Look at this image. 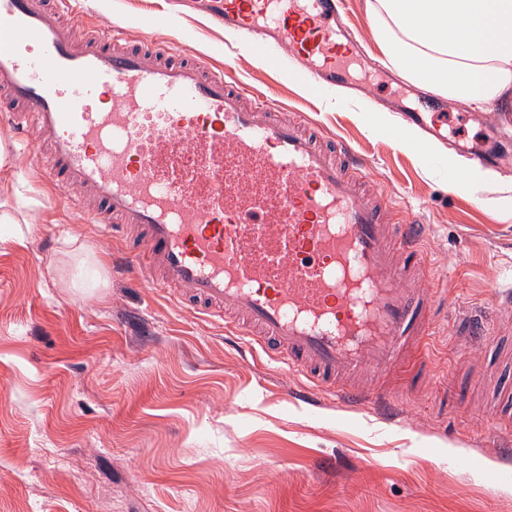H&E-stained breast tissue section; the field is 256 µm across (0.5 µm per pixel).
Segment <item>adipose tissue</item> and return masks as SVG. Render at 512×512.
I'll return each mask as SVG.
<instances>
[{
    "label": "adipose tissue",
    "instance_id": "1",
    "mask_svg": "<svg viewBox=\"0 0 512 512\" xmlns=\"http://www.w3.org/2000/svg\"><path fill=\"white\" fill-rule=\"evenodd\" d=\"M377 44L415 85L479 105L512 92V0H366Z\"/></svg>",
    "mask_w": 512,
    "mask_h": 512
}]
</instances>
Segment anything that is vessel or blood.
<instances>
[{
    "instance_id": "obj_1",
    "label": "vessel or blood",
    "mask_w": 512,
    "mask_h": 512,
    "mask_svg": "<svg viewBox=\"0 0 512 512\" xmlns=\"http://www.w3.org/2000/svg\"><path fill=\"white\" fill-rule=\"evenodd\" d=\"M68 7L0 0V112L14 138L47 142L46 182L81 189L67 205L125 242L113 271L257 345L302 378L303 402L394 419L387 391L355 378L392 373L435 333L447 298L417 285L428 226L363 190L369 164L353 145L185 50L164 16L132 42L118 26L63 22ZM208 15L272 68L295 59L315 93L353 74L343 0H210ZM436 111L423 98L403 115L428 158L446 137ZM458 334L484 345L499 326L480 314Z\"/></svg>"
}]
</instances>
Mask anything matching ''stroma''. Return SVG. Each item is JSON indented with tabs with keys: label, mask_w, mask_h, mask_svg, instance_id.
<instances>
[{
	"label": "stroma",
	"mask_w": 512,
	"mask_h": 512,
	"mask_svg": "<svg viewBox=\"0 0 512 512\" xmlns=\"http://www.w3.org/2000/svg\"><path fill=\"white\" fill-rule=\"evenodd\" d=\"M87 23L127 21L133 38L165 0H84ZM191 50L231 58L236 75L276 87L287 111L373 162L370 181L429 227L427 283L469 308L512 285V100L439 97L448 142H483L492 176L452 191L441 165L397 149L372 121L419 87L357 65V99L336 112L274 77L202 13L175 15ZM30 147L0 133V512H512V455L496 450L499 371L440 325L419 372L409 354L383 387L396 423L326 399L310 411L297 379L171 295L112 275L120 241L101 239L62 192L41 183ZM75 233L79 243H67ZM23 244H16V237ZM90 302H83L84 294ZM341 457V476L318 472Z\"/></svg>",
	"instance_id": "obj_1"
}]
</instances>
